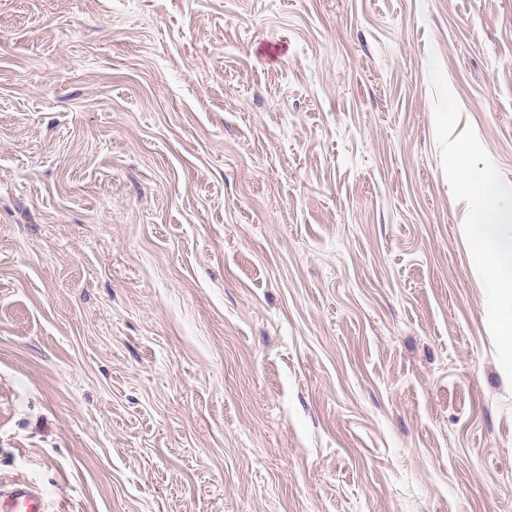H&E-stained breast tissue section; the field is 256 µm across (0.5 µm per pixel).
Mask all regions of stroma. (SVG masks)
<instances>
[{
	"mask_svg": "<svg viewBox=\"0 0 512 512\" xmlns=\"http://www.w3.org/2000/svg\"><path fill=\"white\" fill-rule=\"evenodd\" d=\"M433 56L512 183V0H0V488L512 512Z\"/></svg>",
	"mask_w": 512,
	"mask_h": 512,
	"instance_id": "stroma-1",
	"label": "stroma"
}]
</instances>
